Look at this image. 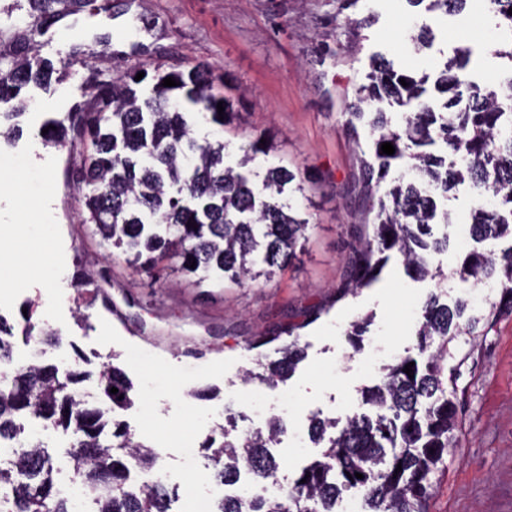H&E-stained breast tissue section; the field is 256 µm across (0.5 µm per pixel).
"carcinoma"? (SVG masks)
I'll return each mask as SVG.
<instances>
[{"instance_id": "obj_1", "label": "carcinoma", "mask_w": 512, "mask_h": 512, "mask_svg": "<svg viewBox=\"0 0 512 512\" xmlns=\"http://www.w3.org/2000/svg\"><path fill=\"white\" fill-rule=\"evenodd\" d=\"M467 5L468 0H429L428 10L462 15ZM430 34L427 24L413 27L416 52L426 48ZM470 54L468 45L457 46L432 85L430 75L397 69L379 57L370 83L359 87L349 104L351 116L367 122L375 138L373 161H362L369 207L362 223L352 225L338 289L346 296L370 287L390 252L415 277L430 281L433 291L416 331L418 357L407 354L384 366L379 383L361 390L369 413L348 418L341 430L334 419L311 416L309 435L322 446L321 456L287 482L283 497H226L217 512H336L337 502L348 495L361 496L365 512H428L435 476L446 466L448 449L460 441L456 399L465 391L460 369L502 308L512 310V247L500 253L472 249L452 268L435 261L451 244L446 228L453 217L445 200L467 179L498 199L490 209L471 212L472 239L512 241V96L505 103L497 91L483 92L467 82ZM137 73L133 69L99 83L90 106L55 122L60 134L69 127L80 132L78 180L85 187L87 223L100 244L146 274L166 261L170 274L197 288L269 281L296 260L308 239L309 217L299 206L308 189L299 170L256 165L277 149L268 136L248 137L233 147L224 141L222 131L241 121L240 99L216 91L224 77L212 66L157 69L148 85L135 80ZM49 74L41 59L1 57L0 105L23 108L21 89L46 84ZM167 77L177 85L162 86ZM385 103L407 112L395 121L384 112ZM384 142L392 143L394 154L381 153ZM400 167L409 177L380 191L389 172ZM435 225L445 228L438 237ZM455 280L493 281L499 298L478 310L461 300L450 306L441 297ZM297 329L282 326L254 341L256 348L291 338L264 373L249 371L247 378L275 386L290 376L303 359L293 338ZM10 335L0 320V512H42L47 500L54 512H72L71 502L56 495L54 454L27 428L33 420L50 421L76 436L67 455L93 512H168L167 488L138 491L128 484L132 469H153L160 453L135 440L116 419L132 403L122 374L103 367L99 382L109 404L100 405L75 388L79 372L62 376L35 359L16 364ZM410 362L415 366L409 376L403 369ZM109 425L112 439L105 442ZM286 431L285 420L273 415L245 435L222 428L221 441L211 436L203 448L211 452L222 482L232 483L246 471L266 484L282 472L271 448ZM357 472L363 478L355 477Z\"/></svg>"}]
</instances>
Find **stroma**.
<instances>
[{
    "label": "stroma",
    "mask_w": 512,
    "mask_h": 512,
    "mask_svg": "<svg viewBox=\"0 0 512 512\" xmlns=\"http://www.w3.org/2000/svg\"><path fill=\"white\" fill-rule=\"evenodd\" d=\"M29 0H0V55L48 63V86L27 87L26 107L0 138V211L22 219L43 209L50 224L11 243L16 256L36 251L40 266L0 288V316L14 326L13 357L33 346L21 333L31 309L37 328L63 335L46 345L41 363L85 373L82 391L96 401L104 365L132 383L133 405L119 418L136 440L160 451L171 474L169 512H194L199 496H220L223 484L202 444L219 426L244 434L258 428L238 392L247 370L279 356V342L248 349L279 324H298L304 358L278 384L289 403L276 413L304 433L312 415L345 421L367 413L360 390L379 380L383 365L415 349L426 281L409 277L390 257L378 280L358 295H341L349 228L363 199L356 183L360 147L370 129L358 124L359 145L346 135L347 101L367 84L370 58L380 53L406 69L438 75L454 47L473 54L466 79L499 87L512 61L493 55L502 40L488 0H469L462 16L411 6L408 0H127L117 16L82 8L77 21L30 29ZM433 30L430 49L415 52V23ZM206 63L242 96V121L228 139L263 131L279 149L261 165L299 169L309 187L301 206L311 228L304 252L273 281L248 288H194L167 274L129 268L102 248L85 224L76 170L79 138L44 143L41 127L92 97L99 81L133 67ZM371 322L359 347L346 331ZM457 398L460 445L436 477L429 512H512V313L503 312L472 361L462 368ZM196 477L184 474L188 458Z\"/></svg>",
    "instance_id": "stroma-1"
}]
</instances>
